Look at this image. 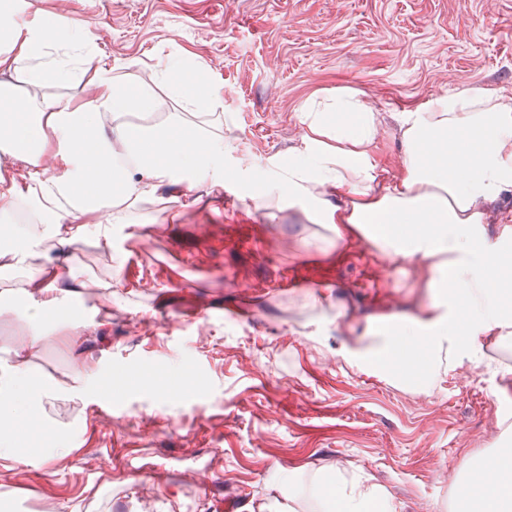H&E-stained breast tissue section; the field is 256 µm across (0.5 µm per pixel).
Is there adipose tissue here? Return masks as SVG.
I'll list each match as a JSON object with an SVG mask.
<instances>
[{"instance_id": "obj_1", "label": "adipose tissue", "mask_w": 512, "mask_h": 512, "mask_svg": "<svg viewBox=\"0 0 512 512\" xmlns=\"http://www.w3.org/2000/svg\"><path fill=\"white\" fill-rule=\"evenodd\" d=\"M27 0H0V319L25 322L13 359L0 363V459L46 463L73 442L54 405L97 394L98 365L85 358L46 379L33 359L50 335L81 343L90 325L71 318L74 295L98 292L112 306V282L88 273L83 246L108 253L114 231L141 221L177 177L201 185L244 181L257 207L289 209L315 224L301 245L343 255L365 244L410 287L430 296L411 312L369 317L370 341L344 352L350 367L387 362L391 380L428 391L449 374L512 349V218L496 209L512 197V96L463 89L399 118V168L382 166L377 112L359 93L337 89L299 114L298 145L265 167L224 164V135L191 117L222 90L204 68H156L152 86L127 83L98 64L73 19L25 18ZM80 85L79 96L53 92ZM148 112L130 128L125 117ZM456 486L464 512H512V432ZM283 495L273 512H398L367 480L336 484L312 474L272 477Z\"/></svg>"}]
</instances>
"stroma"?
Returning a JSON list of instances; mask_svg holds the SVG:
<instances>
[{
  "label": "stroma",
  "instance_id": "35a3bbf8",
  "mask_svg": "<svg viewBox=\"0 0 512 512\" xmlns=\"http://www.w3.org/2000/svg\"><path fill=\"white\" fill-rule=\"evenodd\" d=\"M44 15H78L99 63L147 83L157 64L203 65L224 96L225 164L288 157L297 115L347 87L380 114L379 157L400 165L399 112L463 88L512 96V0H36ZM473 22L463 25L461 14ZM144 206L111 254L87 250L111 274L112 317L95 297L72 299L75 319H102L83 343L102 371L91 403L58 406L80 432L65 461L0 465V498L57 512H268L270 472L365 475L399 512H458L452 483L512 424V354L450 374L419 394L347 366L337 320L398 312L409 291L384 266L366 288L350 256L299 248L304 223L255 209L242 184L208 191L182 181ZM257 224L254 247L226 240ZM312 263L330 286L281 287ZM112 441L102 454V438ZM170 461L166 479L145 470Z\"/></svg>",
  "mask_w": 512,
  "mask_h": 512
}]
</instances>
